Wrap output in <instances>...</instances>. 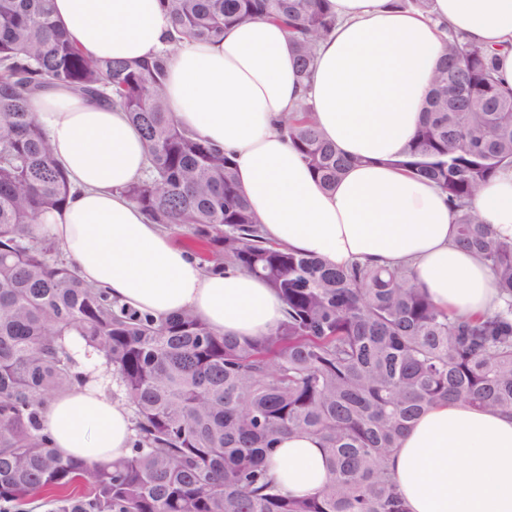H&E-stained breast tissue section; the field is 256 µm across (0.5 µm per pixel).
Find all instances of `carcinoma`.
<instances>
[{
	"label": "carcinoma",
	"instance_id": "carcinoma-1",
	"mask_svg": "<svg viewBox=\"0 0 512 512\" xmlns=\"http://www.w3.org/2000/svg\"><path fill=\"white\" fill-rule=\"evenodd\" d=\"M49 0H0V502L42 493L72 512H404L388 459L430 407L464 401L512 410V240L498 237L468 201L512 165V91L484 47L451 26L431 92L464 71L472 95L454 112H423L392 165L433 181L455 215L457 242L493 271L502 306L457 319L435 304L407 266L355 262L335 270L268 239L224 149L182 129L164 80L189 40L224 27L277 19L294 41L299 72L335 26L329 0H162L168 46L146 60H97L52 19ZM59 85L126 112L142 132L147 166L126 195L147 218L191 231L251 273L286 305L285 319L257 339L219 335L186 311L157 321L85 284L53 241L28 228L62 208L65 173L31 111ZM327 188L352 160L339 154L306 104L279 123ZM102 359L134 415L130 454L88 464L49 449L43 412L82 381L66 343ZM295 430L316 436L327 483L292 498L262 467Z\"/></svg>",
	"mask_w": 512,
	"mask_h": 512
}]
</instances>
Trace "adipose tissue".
Returning a JSON list of instances; mask_svg holds the SVG:
<instances>
[{
    "instance_id": "1",
    "label": "adipose tissue",
    "mask_w": 512,
    "mask_h": 512,
    "mask_svg": "<svg viewBox=\"0 0 512 512\" xmlns=\"http://www.w3.org/2000/svg\"><path fill=\"white\" fill-rule=\"evenodd\" d=\"M335 27L300 79L287 30L271 20L232 25L219 41H188L172 57L165 91L177 123L220 145L264 234L332 267L356 261L409 266L449 314L479 317L499 304L490 268L454 242L453 212L431 182L391 161L422 118L443 52L440 20L464 42L495 52L512 88V0H432L430 12L390 0H329ZM55 21L99 59H146L166 47L160 0H51ZM306 102L326 139L356 163L324 188L278 129ZM52 156L72 190L62 210L42 214L33 237L60 244L89 285L127 308L162 319L193 311L213 331L266 335L285 315L282 299L239 270L208 273L123 192L143 171L145 150L125 112L57 87L34 98ZM472 208L512 239V166L483 184ZM43 425L52 449L89 463L119 461L133 424L105 396L97 375L55 396ZM294 497L314 494L329 470L318 439L295 431L267 459ZM388 467L408 512H512V413L466 403L438 405L402 437Z\"/></svg>"
}]
</instances>
